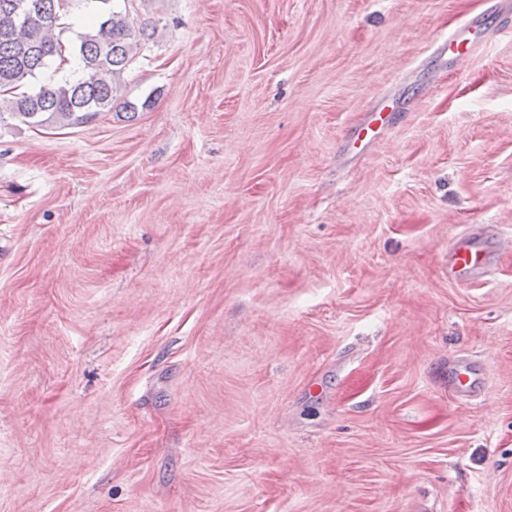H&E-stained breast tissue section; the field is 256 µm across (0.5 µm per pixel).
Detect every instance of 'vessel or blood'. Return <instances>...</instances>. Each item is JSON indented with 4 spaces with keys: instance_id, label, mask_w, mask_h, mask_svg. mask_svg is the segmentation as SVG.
Listing matches in <instances>:
<instances>
[{
    "instance_id": "vessel-or-blood-1",
    "label": "vessel or blood",
    "mask_w": 512,
    "mask_h": 512,
    "mask_svg": "<svg viewBox=\"0 0 512 512\" xmlns=\"http://www.w3.org/2000/svg\"><path fill=\"white\" fill-rule=\"evenodd\" d=\"M512 35V0H496L489 12L472 16L460 22L434 45L435 52L448 56L449 63L465 67L472 53L481 47L485 30ZM393 124L392 115L368 113L366 120L354 126L351 142H369L371 127L387 132ZM512 250V237L485 235L481 226L474 225L458 233L448 243L446 264L449 275L463 283L483 281L503 252ZM448 392L454 398L469 400L481 392V384L467 356L457 355L448 360Z\"/></svg>"
}]
</instances>
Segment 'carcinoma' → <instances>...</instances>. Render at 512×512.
<instances>
[{"instance_id":"obj_1","label":"carcinoma","mask_w":512,"mask_h":512,"mask_svg":"<svg viewBox=\"0 0 512 512\" xmlns=\"http://www.w3.org/2000/svg\"><path fill=\"white\" fill-rule=\"evenodd\" d=\"M70 0H0V123L9 115L24 124L74 127L110 112L120 96L123 74L148 24L135 25L123 10L105 8L90 27L73 32L69 43L55 32ZM81 61V77L22 92L68 45Z\"/></svg>"}]
</instances>
